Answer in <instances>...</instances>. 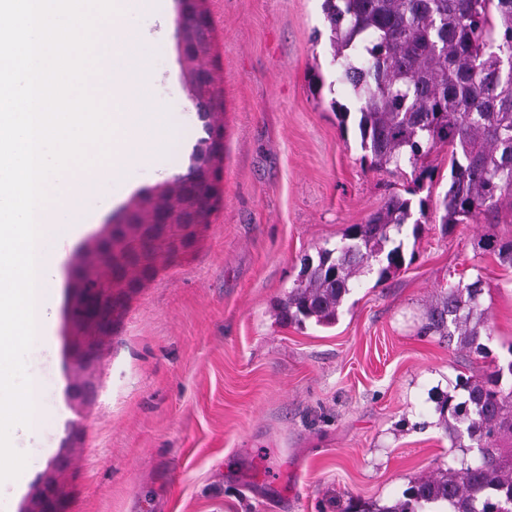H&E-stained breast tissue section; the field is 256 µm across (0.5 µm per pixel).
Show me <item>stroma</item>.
Masks as SVG:
<instances>
[{
  "mask_svg": "<svg viewBox=\"0 0 512 512\" xmlns=\"http://www.w3.org/2000/svg\"><path fill=\"white\" fill-rule=\"evenodd\" d=\"M323 0H195L209 47L194 50L184 0H173L180 88L164 104L196 115L193 150L162 168L196 166L211 132L220 168L206 212L180 223L190 176L129 168L139 188L67 248L48 348L27 370L44 392V456L30 445L22 494L0 512H366L389 506L451 457L431 400L458 374L512 360V267L474 246L497 224L442 231L448 152L412 169L361 161L358 101L337 80ZM348 108L340 120L336 105ZM426 202L420 228L400 234L412 260L385 280L359 277L335 324L282 321L300 258L339 243L391 193ZM166 198L171 223L152 229ZM482 278L493 337L487 357L419 333L443 288ZM112 296V314L83 319L84 283Z\"/></svg>",
  "mask_w": 512,
  "mask_h": 512,
  "instance_id": "1",
  "label": "stroma"
}]
</instances>
